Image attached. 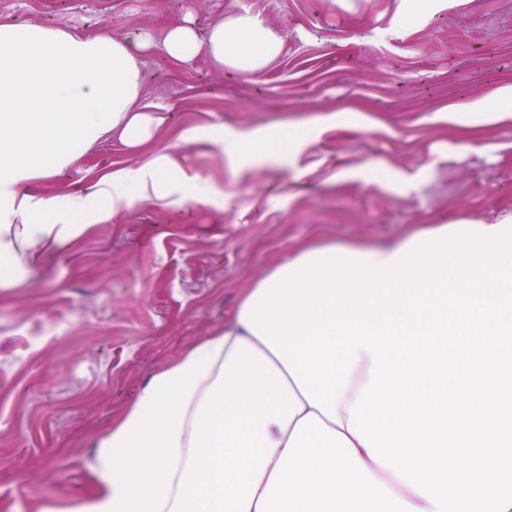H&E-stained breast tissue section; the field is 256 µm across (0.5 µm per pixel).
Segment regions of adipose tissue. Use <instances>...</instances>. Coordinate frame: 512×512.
Here are the masks:
<instances>
[{"instance_id": "adipose-tissue-1", "label": "adipose tissue", "mask_w": 512, "mask_h": 512, "mask_svg": "<svg viewBox=\"0 0 512 512\" xmlns=\"http://www.w3.org/2000/svg\"><path fill=\"white\" fill-rule=\"evenodd\" d=\"M284 45L247 9L132 40L0 22V288L169 186L207 197L164 157L85 194L30 191L165 125L137 104L143 52L253 76ZM508 300L511 224L296 247L139 389L94 445L91 491L41 512H512Z\"/></svg>"}]
</instances>
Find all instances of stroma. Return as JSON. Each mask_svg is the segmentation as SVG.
I'll use <instances>...</instances> for the list:
<instances>
[{
  "label": "stroma",
  "instance_id": "obj_1",
  "mask_svg": "<svg viewBox=\"0 0 512 512\" xmlns=\"http://www.w3.org/2000/svg\"><path fill=\"white\" fill-rule=\"evenodd\" d=\"M261 13L285 50L248 78L207 58L143 54L139 105L167 114L140 157L103 141L34 193L89 191L166 155L209 198L139 203L0 288V512H37L92 486L96 438L164 361L235 311L241 288L294 245L399 243L439 224L512 222V0H452L407 23L402 0H0V21L123 39L194 8ZM288 122L306 137L262 163L227 143Z\"/></svg>",
  "mask_w": 512,
  "mask_h": 512
}]
</instances>
